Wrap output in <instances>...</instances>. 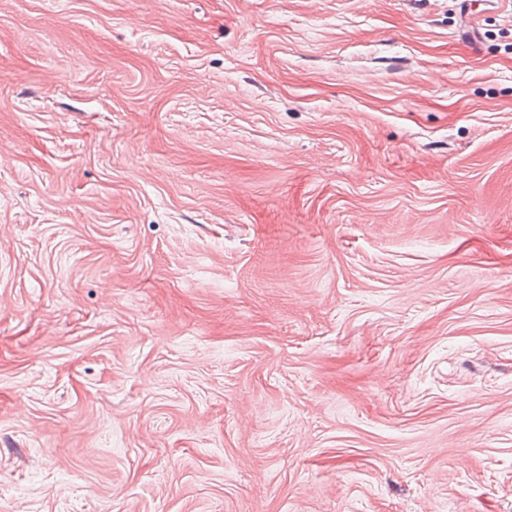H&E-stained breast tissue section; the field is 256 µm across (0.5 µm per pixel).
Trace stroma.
<instances>
[{
	"label": "stroma",
	"instance_id": "35a3bbf8",
	"mask_svg": "<svg viewBox=\"0 0 512 512\" xmlns=\"http://www.w3.org/2000/svg\"><path fill=\"white\" fill-rule=\"evenodd\" d=\"M0 512H512V0H0Z\"/></svg>",
	"mask_w": 512,
	"mask_h": 512
}]
</instances>
